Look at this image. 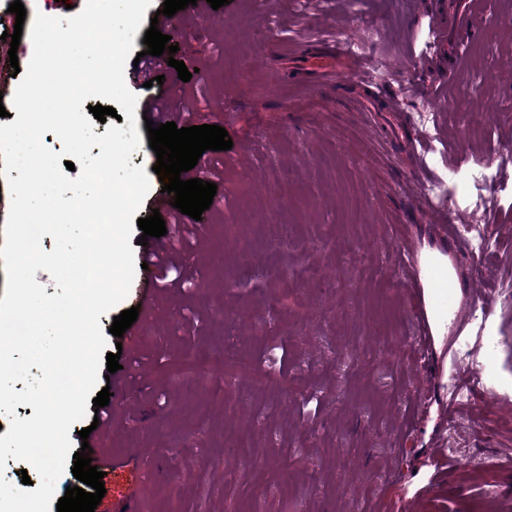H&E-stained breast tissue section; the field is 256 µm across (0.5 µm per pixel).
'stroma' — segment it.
I'll list each match as a JSON object with an SVG mask.
<instances>
[{
	"instance_id": "obj_1",
	"label": "stroma",
	"mask_w": 512,
	"mask_h": 512,
	"mask_svg": "<svg viewBox=\"0 0 512 512\" xmlns=\"http://www.w3.org/2000/svg\"><path fill=\"white\" fill-rule=\"evenodd\" d=\"M433 2L230 0L170 18L174 58L194 74L160 56L169 93L194 95L193 124L233 146L199 160L223 174L179 287L136 272L122 307L139 316L107 339L128 392L92 434L112 460L96 512H512V426L495 404L512 388V163L495 186L477 174L512 149V0H466L468 28L444 38ZM340 39L386 69L379 92L336 54ZM436 182L453 188L436 209L485 225L488 276L417 206ZM309 266L316 280L301 279ZM410 279L448 315L423 365ZM476 294L495 302L483 326L467 319ZM489 336L496 389L455 401L460 340L480 351ZM228 346L283 390L220 377L188 389L172 370Z\"/></svg>"
}]
</instances>
